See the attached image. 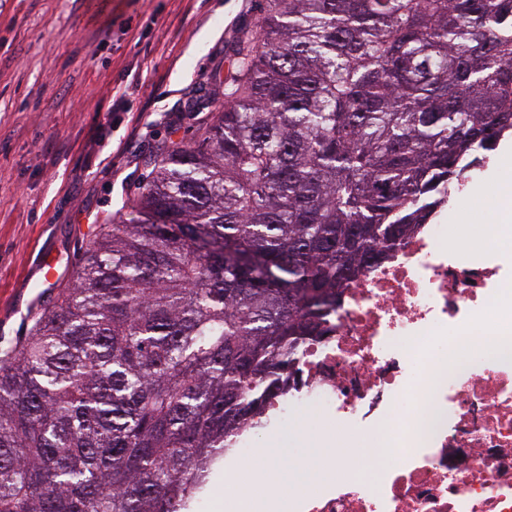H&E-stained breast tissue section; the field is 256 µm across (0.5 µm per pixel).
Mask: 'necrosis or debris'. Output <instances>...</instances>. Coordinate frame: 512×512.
Wrapping results in <instances>:
<instances>
[{
  "label": "necrosis or debris",
  "mask_w": 512,
  "mask_h": 512,
  "mask_svg": "<svg viewBox=\"0 0 512 512\" xmlns=\"http://www.w3.org/2000/svg\"><path fill=\"white\" fill-rule=\"evenodd\" d=\"M299 406L329 454L295 512H512V239L421 225L301 344L274 410Z\"/></svg>",
  "instance_id": "1"
}]
</instances>
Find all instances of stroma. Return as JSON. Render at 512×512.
<instances>
[{"label":"stroma","mask_w":512,"mask_h":512,"mask_svg":"<svg viewBox=\"0 0 512 512\" xmlns=\"http://www.w3.org/2000/svg\"><path fill=\"white\" fill-rule=\"evenodd\" d=\"M255 15V0H99L94 10L88 0H0V346L32 316L38 262L58 263L56 285L69 287L88 245L78 226L95 235L129 216L150 160L216 121L232 47ZM500 158L492 153L436 223H497ZM316 424V409L302 406L250 436L256 455L290 460L277 512H292L293 490L324 477ZM267 486L264 470L227 460L195 512L223 490Z\"/></svg>","instance_id":"35a3bbf8"}]
</instances>
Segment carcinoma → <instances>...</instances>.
Instances as JSON below:
<instances>
[{
    "instance_id": "1",
    "label": "carcinoma",
    "mask_w": 512,
    "mask_h": 512,
    "mask_svg": "<svg viewBox=\"0 0 512 512\" xmlns=\"http://www.w3.org/2000/svg\"><path fill=\"white\" fill-rule=\"evenodd\" d=\"M224 111L0 348V512H189L298 346L512 134V0H257Z\"/></svg>"
}]
</instances>
